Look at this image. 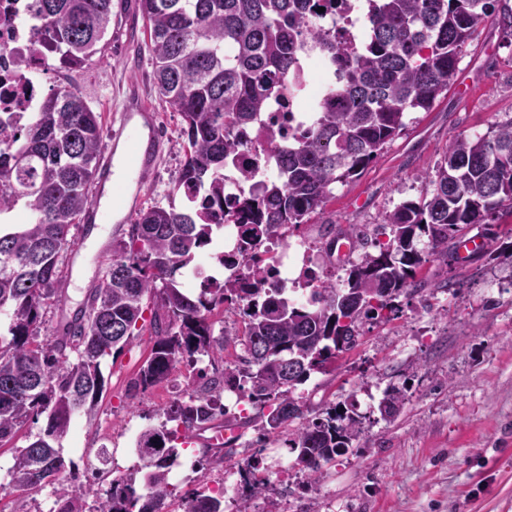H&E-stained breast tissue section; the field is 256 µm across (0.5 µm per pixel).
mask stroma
I'll return each mask as SVG.
<instances>
[{"mask_svg": "<svg viewBox=\"0 0 512 512\" xmlns=\"http://www.w3.org/2000/svg\"><path fill=\"white\" fill-rule=\"evenodd\" d=\"M114 35L103 60L88 70H59L51 83L75 88L115 125L128 87H136L156 115L160 144L153 176L125 181L120 200L134 212L163 199L172 188L184 155L178 145L183 120L162 106L151 81L139 0H121ZM459 78L471 92L450 88L427 112H413L405 128L353 180L335 184L324 210L302 224L339 234L354 224L383 223L397 203L418 200L424 174L455 140L483 134L512 119V23L502 12L478 25L463 47ZM482 248L465 252L455 270L435 257L423 272L434 282L455 278L451 290L421 296L401 294L396 312L364 321L357 346L325 371L297 385L303 419L338 406L354 407L363 432L335 462L312 480L295 465L287 435L264 436L257 410H233L220 425L236 434L214 445V428L195 431L191 455L218 448L224 460L178 482L184 496L201 484H216L236 459L258 462L262 485L255 495L238 488L224 512H237L248 498L250 512H512V218L480 227ZM61 261V304L47 309L40 340L57 336L66 318L80 308L89 288L101 279L111 255V236L97 239L83 227ZM153 343L150 320L138 321L130 340L100 361L102 396L92 416H78L58 448L76 462L80 480L107 489L113 473L143 468L145 461L124 454L128 425L157 424L167 407L168 386L142 389L134 381ZM404 391L400 413L382 419L379 405L391 388ZM113 452L101 469V449ZM289 462L280 473V462Z\"/></svg>", "mask_w": 512, "mask_h": 512, "instance_id": "35a3bbf8", "label": "stroma"}]
</instances>
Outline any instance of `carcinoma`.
<instances>
[{
	"label": "carcinoma",
	"instance_id": "carcinoma-1",
	"mask_svg": "<svg viewBox=\"0 0 512 512\" xmlns=\"http://www.w3.org/2000/svg\"><path fill=\"white\" fill-rule=\"evenodd\" d=\"M34 50L66 70L91 67L104 56L112 0H35ZM365 39L341 68L339 84L319 103L315 121L283 151L278 178L233 211L224 207V164L235 151L231 133L254 124L268 103L283 95L299 68L297 47L306 38L331 56L343 52L322 23L316 0H141L153 83L165 107L181 115L184 161L167 204L139 211L128 238L112 243L103 279L85 308L61 334L37 341L48 306L63 299L60 260L75 243L71 229L91 205L90 187L101 162L103 124L74 90L50 91L39 111L10 141H0V315L10 340L0 339V447L33 417L46 415L36 439L18 451L8 486L39 490L65 470L54 443L75 417L91 415L102 392L100 358L120 349L154 305L150 355L137 384L169 381L175 362L215 353L210 315L232 302L242 329L222 334L241 346L237 364L163 411L164 421L142 431L145 496L128 474L112 478L97 495L94 512H166L174 493L166 459L175 442L213 421L211 401L226 388L250 384L248 401L262 429L276 434L301 416L292 389L356 346L365 320L395 310L403 293L431 287L418 276L425 262L417 248L448 259V242L475 224L512 217V120L486 134L458 139L424 180L418 201L386 213L371 242L353 243L360 258L346 268L345 286L321 279L311 302L295 306L280 288L264 284L269 262L254 264V288L208 284L192 295L176 274L213 242L228 223L248 221L252 250L265 235L281 239L324 208L331 185L361 174L405 126L408 112L428 111L458 77L459 54L474 29L495 13L498 0H370ZM405 402L387 392L382 416ZM175 426L168 427V424ZM362 433L359 415L336 411L294 430L289 448L308 477L343 455ZM89 490L59 492L56 512H88ZM182 512H224V499L200 487L181 500Z\"/></svg>",
	"mask_w": 512,
	"mask_h": 512
}]
</instances>
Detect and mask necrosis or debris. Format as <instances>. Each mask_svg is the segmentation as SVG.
I'll return each mask as SVG.
<instances>
[{
    "label": "necrosis or debris",
    "mask_w": 512,
    "mask_h": 512,
    "mask_svg": "<svg viewBox=\"0 0 512 512\" xmlns=\"http://www.w3.org/2000/svg\"><path fill=\"white\" fill-rule=\"evenodd\" d=\"M33 0H0V119L11 116L25 122L34 111L43 92L48 69L32 51ZM327 23L335 24L336 38L355 46L363 33L361 0H336L325 9ZM303 65L300 79L306 94L289 92L278 103L261 113L253 126L235 132L236 153L227 160L224 170V204L242 207L253 186L277 175L273 159L293 142L295 134L313 123L314 107L329 89V58L320 48L304 43L300 52ZM241 227H224V276L238 280L240 287L251 285V255L241 247ZM331 265V257L310 237L283 244L274 255L270 284L287 289L290 303L302 305L310 301L307 285L319 278Z\"/></svg>",
    "instance_id": "necrosis-or-debris-1"
}]
</instances>
